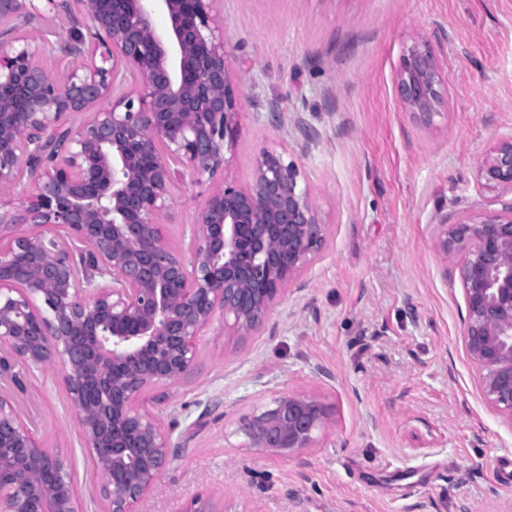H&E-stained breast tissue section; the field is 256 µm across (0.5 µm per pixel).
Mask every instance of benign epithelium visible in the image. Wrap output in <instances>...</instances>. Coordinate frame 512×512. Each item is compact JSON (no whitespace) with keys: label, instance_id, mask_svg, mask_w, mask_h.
Segmentation results:
<instances>
[{"label":"benign epithelium","instance_id":"obj_1","mask_svg":"<svg viewBox=\"0 0 512 512\" xmlns=\"http://www.w3.org/2000/svg\"><path fill=\"white\" fill-rule=\"evenodd\" d=\"M31 2L0 0V378L21 386L17 363L62 369L104 512H134L180 450L146 391L194 370L216 312L238 335L256 332L322 252L325 225L283 154L264 151L247 186L228 175L240 95L221 0H48L64 19L53 42L29 32ZM395 89L424 122L444 114L430 40L405 48ZM188 176L222 183L182 254L163 227ZM478 180L512 193V134ZM440 226L438 250L458 257L466 349L489 402L512 418V201ZM328 420L318 400L288 393L241 430L246 447L289 456ZM66 470L0 389V512H80ZM185 512L224 504L200 493Z\"/></svg>","mask_w":512,"mask_h":512}]
</instances>
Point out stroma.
Wrapping results in <instances>:
<instances>
[{
  "instance_id": "1",
  "label": "stroma",
  "mask_w": 512,
  "mask_h": 512,
  "mask_svg": "<svg viewBox=\"0 0 512 512\" xmlns=\"http://www.w3.org/2000/svg\"><path fill=\"white\" fill-rule=\"evenodd\" d=\"M242 128L228 173L252 179L263 151L303 174L326 226L320 256L253 335L216 314L196 366L167 388L160 418L181 446L136 506L182 512L205 493L224 512H512V419L486 399L463 336L459 281L439 222L500 209L478 183L512 133V0H223ZM430 38L450 92L433 124L404 112V48ZM175 194L167 244L185 252L213 190ZM15 393L36 438L67 461L81 512L100 489L62 369L25 373ZM288 393L332 422L290 457L247 448L243 419Z\"/></svg>"
}]
</instances>
